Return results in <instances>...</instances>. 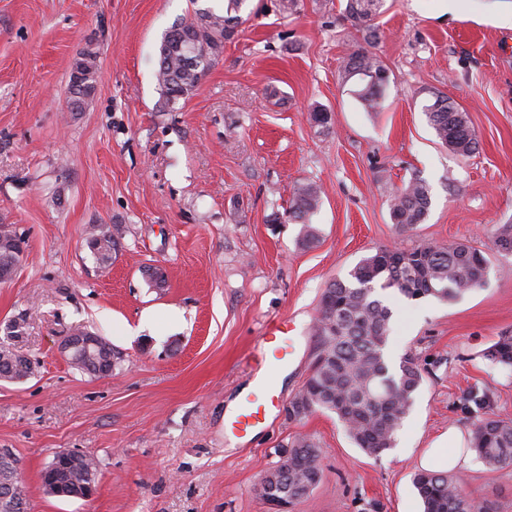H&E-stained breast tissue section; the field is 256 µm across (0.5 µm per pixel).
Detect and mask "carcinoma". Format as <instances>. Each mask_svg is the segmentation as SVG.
Instances as JSON below:
<instances>
[{
  "mask_svg": "<svg viewBox=\"0 0 512 512\" xmlns=\"http://www.w3.org/2000/svg\"><path fill=\"white\" fill-rule=\"evenodd\" d=\"M245 0H228L224 13L195 11L174 23L160 45L157 80L163 105L172 111L186 99L216 64L241 24ZM383 0H346V13L353 26L374 32L373 21ZM193 53L197 66L189 68L184 57ZM82 69L81 80L70 76L68 106L80 112L97 82V52L87 49L75 60ZM363 71L364 85L355 92L366 111L381 106L387 73L381 62L364 50L350 53L344 62L345 78ZM423 112L441 144L453 154L467 158L477 149V138L466 112L448 96L435 93ZM321 201V188L308 183L297 189L288 217L302 224L298 245L309 248L319 240L317 228L307 223ZM430 207L429 188L420 179L410 181L392 195L390 216L403 232L422 223ZM24 241L0 225V274H7L20 262ZM99 268L112 264L116 241L101 228L87 241ZM492 248L512 254V224H502L494 233ZM488 274L483 252L467 242L446 247L424 245L410 252L380 249L361 259L346 280L329 284L322 294L319 314L313 326L316 345L312 369L301 391L288 406V418L298 420L323 410L336 415L345 432L365 454L379 457L394 448L397 436L409 415L422 374L414 357L404 355L393 367L387 358L392 309L379 291L393 290L407 299L434 297L453 302L480 287ZM23 334V323L15 319L5 326L0 340V379L12 381L31 374L30 362H20L15 343ZM493 363L512 369V334L503 333L486 354ZM71 364L91 374L112 373L121 362L119 352L104 342L89 350L75 349ZM468 448L477 461L491 469L512 465V420L488 415L476 423ZM19 460L7 448L0 450V512L17 510L16 489L20 486ZM322 476L316 443L299 437L289 443L277 464L260 475L257 492L262 500L286 498L295 503L307 496ZM98 463L85 455L69 470L65 486L81 489L96 483ZM413 484L423 503V512H488V508L465 496L461 479L451 472L415 473Z\"/></svg>",
  "mask_w": 512,
  "mask_h": 512,
  "instance_id": "cac0c4a2",
  "label": "carcinoma"
}]
</instances>
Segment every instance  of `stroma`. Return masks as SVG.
I'll use <instances>...</instances> for the list:
<instances>
[{
    "label": "stroma",
    "instance_id": "1",
    "mask_svg": "<svg viewBox=\"0 0 512 512\" xmlns=\"http://www.w3.org/2000/svg\"><path fill=\"white\" fill-rule=\"evenodd\" d=\"M345 4L245 0L215 66L171 112L161 41L193 7L220 13L225 0H0V225L25 240L0 282V331L23 318L33 367L0 380V448L21 461L29 512H267L259 476L299 436L320 448L323 473L291 512H422V453L483 414L512 420V371L486 357L512 332V255L490 242L512 224V0H384L373 36ZM360 46L389 75L377 113L343 74ZM89 47L96 90L72 112V66ZM435 92L468 113L471 157L429 126ZM416 178L431 206L403 232L389 199ZM309 182L323 191L310 218L320 241L303 249L286 211ZM98 228L117 242L105 270L86 244ZM456 242L486 256L482 287L453 303L385 293L392 355L411 354L423 375L396 447L366 456L329 412L289 419L328 284L380 249ZM273 319L288 323L293 361L268 422L239 438L224 410L263 372L258 338ZM79 327L120 352L112 374L71 367L60 345ZM472 389L485 409L465 402ZM73 448L99 465L88 499L42 484L53 454ZM464 474L468 496L512 512V466L474 460Z\"/></svg>",
    "mask_w": 512,
    "mask_h": 512
}]
</instances>
